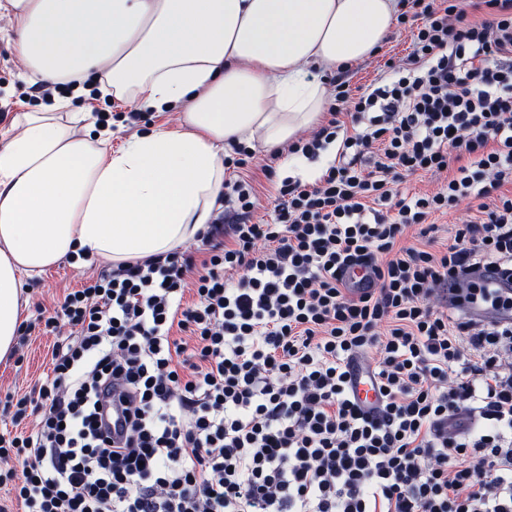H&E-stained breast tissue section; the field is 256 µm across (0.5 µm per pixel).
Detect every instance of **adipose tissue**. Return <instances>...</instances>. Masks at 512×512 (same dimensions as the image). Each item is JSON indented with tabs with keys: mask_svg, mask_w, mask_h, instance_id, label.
Instances as JSON below:
<instances>
[{
	"mask_svg": "<svg viewBox=\"0 0 512 512\" xmlns=\"http://www.w3.org/2000/svg\"><path fill=\"white\" fill-rule=\"evenodd\" d=\"M399 0H0L31 78L99 82L141 109H179L110 148L67 98L23 112L0 147V360L26 278L89 251L118 265L183 247L224 198L232 146H282L321 116L311 74L374 53Z\"/></svg>",
	"mask_w": 512,
	"mask_h": 512,
	"instance_id": "1",
	"label": "adipose tissue"
}]
</instances>
